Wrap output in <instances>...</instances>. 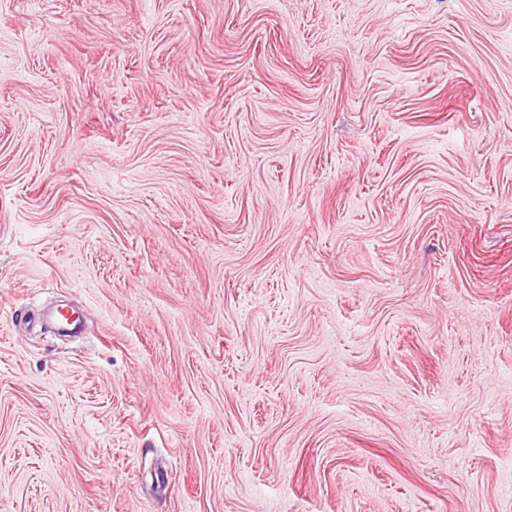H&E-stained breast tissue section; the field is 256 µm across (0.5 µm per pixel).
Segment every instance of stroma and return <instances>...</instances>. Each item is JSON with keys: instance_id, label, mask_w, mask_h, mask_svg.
Wrapping results in <instances>:
<instances>
[{"instance_id": "1", "label": "stroma", "mask_w": 512, "mask_h": 512, "mask_svg": "<svg viewBox=\"0 0 512 512\" xmlns=\"http://www.w3.org/2000/svg\"><path fill=\"white\" fill-rule=\"evenodd\" d=\"M0 512H512V0H0Z\"/></svg>"}]
</instances>
